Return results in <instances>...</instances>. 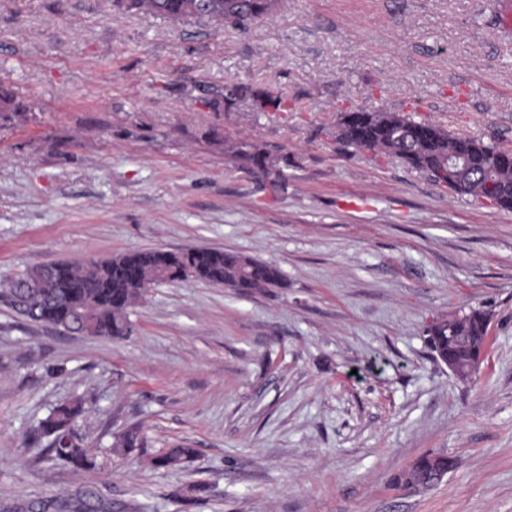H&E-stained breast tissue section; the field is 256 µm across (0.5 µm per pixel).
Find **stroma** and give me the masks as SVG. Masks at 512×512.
<instances>
[{
    "mask_svg": "<svg viewBox=\"0 0 512 512\" xmlns=\"http://www.w3.org/2000/svg\"><path fill=\"white\" fill-rule=\"evenodd\" d=\"M512 0H280L239 29L112 0H0V80L29 105L0 126V282L60 260L163 248L272 262L241 295L160 284L113 339L0 304V500L93 490L105 512H512V210L456 196L336 140L342 109H383L512 148ZM242 79L296 102L203 103ZM288 158L270 195L226 144ZM491 317L458 380L426 328ZM96 469L40 462L63 397ZM139 427L125 454L110 435ZM185 444L191 459L147 458ZM443 454L437 484L405 471ZM193 454V448L176 445L157 451L149 457V462L155 469H168L185 462L191 458Z\"/></svg>",
    "mask_w": 512,
    "mask_h": 512,
    "instance_id": "stroma-1",
    "label": "stroma"
}]
</instances>
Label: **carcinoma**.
Instances as JSON below:
<instances>
[{
  "instance_id": "obj_1",
  "label": "carcinoma",
  "mask_w": 512,
  "mask_h": 512,
  "mask_svg": "<svg viewBox=\"0 0 512 512\" xmlns=\"http://www.w3.org/2000/svg\"><path fill=\"white\" fill-rule=\"evenodd\" d=\"M276 4L278 0H116L118 6L173 22L210 20L242 28L270 16ZM244 100L253 101L264 112L296 111L295 104L282 94L243 81H228L211 90L205 104L218 110ZM28 109L29 105L17 100L0 84L1 123L12 121ZM336 140L359 153L373 152L399 159L457 195L484 198L500 208L512 209V164L503 160L504 147L383 110L340 111ZM461 145L469 149L468 168L440 180L436 170ZM226 151L249 164L271 192L284 188L281 163L288 162V157L248 141L233 143ZM188 279L231 288L245 295L285 284L284 274L277 265L252 259L242 271L239 256L223 249L190 248L180 252L148 249L122 253L104 262L56 261L33 268L1 285L0 301L30 322L50 324L70 333L123 338L129 328L128 310L148 288ZM450 326L460 337L456 355L465 363L478 353V344L484 339V325L468 314L451 324L445 321L435 331L433 344H448ZM86 404L84 398L62 399L39 421L34 439L46 440L43 457L76 470L96 468L97 445L77 431L79 419L87 412ZM112 438L111 448L117 452L144 445V437L136 427L115 433ZM193 454L194 449L176 445L157 451L149 457V462L155 469H168ZM95 498L97 494L89 491L78 505L67 498L51 497L20 506L3 505L0 512L19 509L72 512L74 508L95 512L97 506L92 503Z\"/></svg>"
}]
</instances>
